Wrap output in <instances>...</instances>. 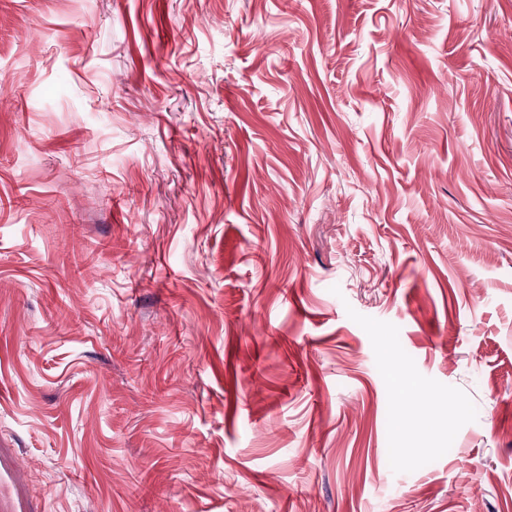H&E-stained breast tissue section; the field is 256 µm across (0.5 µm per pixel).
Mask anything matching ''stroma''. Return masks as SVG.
I'll use <instances>...</instances> for the list:
<instances>
[{"label":"stroma","instance_id":"obj_1","mask_svg":"<svg viewBox=\"0 0 512 512\" xmlns=\"http://www.w3.org/2000/svg\"><path fill=\"white\" fill-rule=\"evenodd\" d=\"M0 512H512V0H0Z\"/></svg>","mask_w":512,"mask_h":512}]
</instances>
